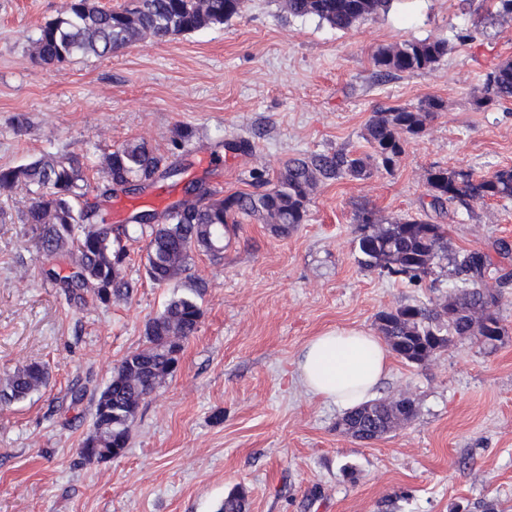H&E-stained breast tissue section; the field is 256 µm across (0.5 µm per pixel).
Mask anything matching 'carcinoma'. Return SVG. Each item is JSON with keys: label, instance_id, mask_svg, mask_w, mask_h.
Masks as SVG:
<instances>
[{"label": "carcinoma", "instance_id": "carcinoma-1", "mask_svg": "<svg viewBox=\"0 0 512 512\" xmlns=\"http://www.w3.org/2000/svg\"><path fill=\"white\" fill-rule=\"evenodd\" d=\"M243 0H137L132 9H105L93 0H67L62 12L40 28L34 42L35 57L43 63L95 56L106 58L116 50L150 35L163 40L222 24L239 14ZM392 0H287L294 17H313L346 31L388 11ZM448 53V40L406 41L383 48L374 65L386 75L414 74L432 69ZM487 101H512V61H506L486 78ZM442 102L427 99L416 107L396 106L374 113L367 126L374 152L357 156L338 150L288 160L275 183L256 176L253 192L217 196L198 185L192 200L170 207L158 221L156 214L141 211L129 224H109L97 208L85 201L88 193V156L46 153L16 166L0 167V190L24 186L33 194L23 223L35 234V247L46 257L68 261L70 272L55 268L46 276L68 301L81 302L89 294L93 302L108 306L129 297L132 283L123 275L128 251L123 240L133 234L146 239V274L155 285L168 286L188 277L193 254L221 258L226 240L243 217L260 220L272 232L286 236L305 223L310 195L317 181L355 178L375 168L390 172L405 152L408 140L427 131ZM105 178L103 194L112 184L127 180L151 181L173 177L178 170L143 141H130L106 154L101 162ZM430 207L442 211L449 204L469 208L471 203L493 198L512 199V169L474 177L464 171L438 167L427 177ZM446 229L423 216L376 224L366 208L358 215L355 250L360 267L410 283H420L432 273L435 259L446 251ZM459 281L439 304H407L381 311L376 320L393 352L416 364L432 360L448 348L456 336L478 333L491 344L502 336L498 312L502 289L512 285L505 272L496 286L485 277L492 264L481 250H462L449 258ZM203 285L173 295L163 310L145 325L142 348L126 355L114 368L111 382L101 392L93 414V432L84 448L128 447L130 428L141 403L175 372L174 363L184 344L199 327L203 310L198 303ZM49 372L39 364L17 369L0 386V404L27 399L46 386ZM401 413L382 402L363 404L346 415L344 429L355 439L369 443L387 434ZM242 490L224 498L220 512H246Z\"/></svg>", "mask_w": 512, "mask_h": 512}]
</instances>
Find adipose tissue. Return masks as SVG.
Returning <instances> with one entry per match:
<instances>
[{
  "instance_id": "adipose-tissue-1",
  "label": "adipose tissue",
  "mask_w": 512,
  "mask_h": 512,
  "mask_svg": "<svg viewBox=\"0 0 512 512\" xmlns=\"http://www.w3.org/2000/svg\"><path fill=\"white\" fill-rule=\"evenodd\" d=\"M391 353L361 328H329L311 337L297 361L300 384L313 398L348 410L370 400L389 372Z\"/></svg>"
}]
</instances>
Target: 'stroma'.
<instances>
[{
  "mask_svg": "<svg viewBox=\"0 0 512 512\" xmlns=\"http://www.w3.org/2000/svg\"><path fill=\"white\" fill-rule=\"evenodd\" d=\"M65 0H0V166L43 153L101 161L130 140L179 170L137 198L91 191L110 223L135 209L164 213L192 181L229 195L275 178L288 159L346 150L367 155L366 125L392 106L439 99L424 135L392 172L318 183L305 224L285 236L253 219L220 259L194 254L188 279L159 287L145 275L144 242H128L123 273L136 284L112 305L66 301L45 281L44 258L21 216L23 187L0 190V384L23 364L46 387L0 405V512H218L245 491L249 512H512V287L495 345L454 338L424 364L393 358L378 389L406 393L416 414L371 444L338 430L335 406L309 397L296 362L308 338L333 327L376 329L379 312L444 301L456 284L447 259L433 283L363 270L357 214L379 224L428 204L437 166L477 175L512 169V102H484L487 74L512 60V21L488 24L491 0H394L346 31L289 15L285 0H244L238 16L187 35L145 37L112 58L45 64L39 29ZM446 39L434 69L381 77L377 50ZM193 133L176 148L177 129ZM448 250L494 254L487 276L512 272V201L429 214ZM206 284L203 317L177 371L140 406L124 456L88 461L96 401L122 358L144 344L147 320L173 293ZM86 385L80 405L70 389Z\"/></svg>",
  "mask_w": 512,
  "mask_h": 512,
  "instance_id": "stroma-1",
  "label": "stroma"
}]
</instances>
